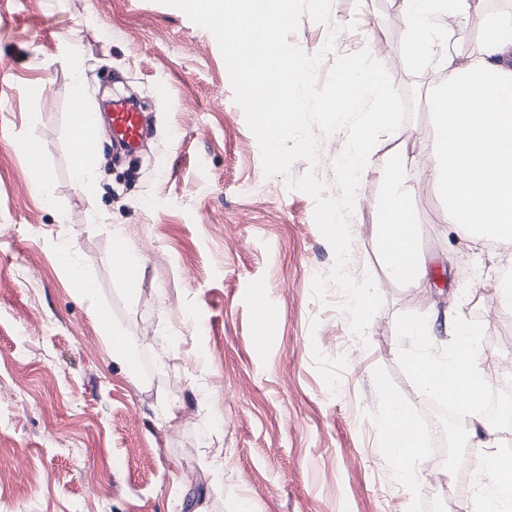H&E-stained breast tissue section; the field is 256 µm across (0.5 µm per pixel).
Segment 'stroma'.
I'll return each mask as SVG.
<instances>
[{"mask_svg": "<svg viewBox=\"0 0 512 512\" xmlns=\"http://www.w3.org/2000/svg\"><path fill=\"white\" fill-rule=\"evenodd\" d=\"M493 9L475 0L418 60L403 52L398 0H332L329 23L302 17L289 37L308 53L334 40L321 83L337 56L376 46L414 96L372 149L349 219L346 270L372 276L383 298L360 338L337 309L340 290L312 294L336 257L313 199L287 187L309 164L265 176L210 31L160 0H0V512H236L242 500L252 512H434L429 492L447 467L429 459L404 478L379 429L386 391L420 413L428 398L397 325L429 328L427 347L443 356L465 320L481 328L487 365L511 355L512 312L490 288L512 271V242L470 241L420 167L408 179L423 286L386 278L373 226L394 151L433 134L446 55H468ZM116 75L146 96L153 134L140 168L98 171L91 201L71 177L72 88L96 112ZM34 141L49 205L32 189ZM117 246L140 260L133 282L112 273ZM73 264L93 274L94 300ZM257 284L280 314L260 345ZM96 305L135 340L142 382L114 367Z\"/></svg>", "mask_w": 512, "mask_h": 512, "instance_id": "35a3bbf8", "label": "stroma"}]
</instances>
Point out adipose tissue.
<instances>
[{
	"label": "adipose tissue",
	"instance_id": "obj_1",
	"mask_svg": "<svg viewBox=\"0 0 512 512\" xmlns=\"http://www.w3.org/2000/svg\"><path fill=\"white\" fill-rule=\"evenodd\" d=\"M473 0H400L408 30L407 42L415 58L429 55L435 45L432 20L444 14L449 22L468 13ZM448 78L432 95L434 137L427 150L431 177L448 204L449 223L463 227L474 238L512 240V13H488L483 34L471 54L447 61ZM413 152L398 153L379 202V220L373 227L377 251L387 277L418 285L426 276L424 260L402 272L394 255L419 244L413 221L415 189L407 172L416 167ZM479 330L461 324L449 356L424 347L410 351L405 363L422 389L434 396L459 401L463 427L473 431L481 423L479 408L488 390L480 374L482 352L476 346ZM381 419L383 444L412 476L424 454L426 426L394 394H387ZM488 475L479 479L468 512H512V459L492 451L478 462Z\"/></svg>",
	"mask_w": 512,
	"mask_h": 512
}]
</instances>
